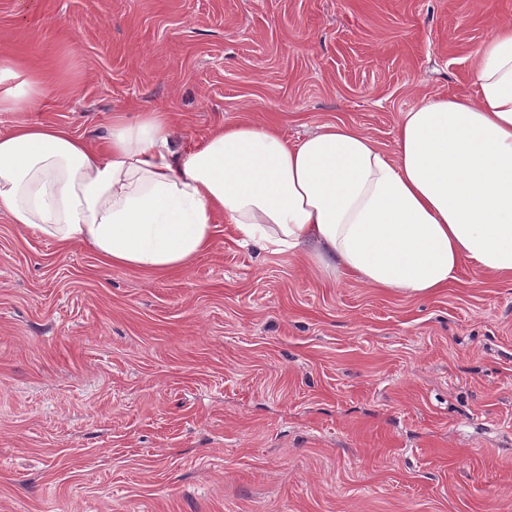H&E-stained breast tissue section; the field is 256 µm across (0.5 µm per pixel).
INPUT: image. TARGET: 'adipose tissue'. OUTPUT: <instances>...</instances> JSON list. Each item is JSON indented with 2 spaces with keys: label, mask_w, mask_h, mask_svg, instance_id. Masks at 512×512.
<instances>
[{
  "label": "adipose tissue",
  "mask_w": 512,
  "mask_h": 512,
  "mask_svg": "<svg viewBox=\"0 0 512 512\" xmlns=\"http://www.w3.org/2000/svg\"><path fill=\"white\" fill-rule=\"evenodd\" d=\"M0 112L40 101L44 79L0 56ZM474 91L404 112L394 153L345 123L288 140L226 125L188 149L166 111L115 118L99 146L66 127L0 130V213L111 266L186 269L217 218L238 245L319 273L428 296L462 264L512 277V23L476 53Z\"/></svg>",
  "instance_id": "obj_1"
}]
</instances>
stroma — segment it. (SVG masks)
Here are the masks:
<instances>
[{
  "label": "stroma",
  "instance_id": "stroma-1",
  "mask_svg": "<svg viewBox=\"0 0 512 512\" xmlns=\"http://www.w3.org/2000/svg\"><path fill=\"white\" fill-rule=\"evenodd\" d=\"M512 0H0L46 75L0 113L105 139L162 109L291 139L466 95ZM0 512H512V281L415 298L239 247L106 265L0 216Z\"/></svg>",
  "mask_w": 512,
  "mask_h": 512
}]
</instances>
